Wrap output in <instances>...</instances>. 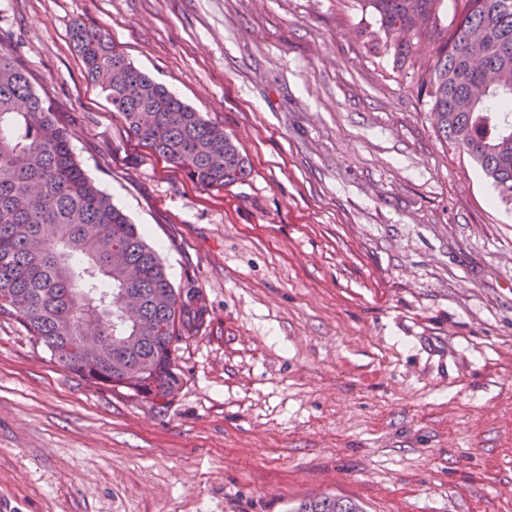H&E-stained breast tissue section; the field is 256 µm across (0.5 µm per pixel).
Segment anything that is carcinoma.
Listing matches in <instances>:
<instances>
[{"label": "carcinoma", "mask_w": 512, "mask_h": 512, "mask_svg": "<svg viewBox=\"0 0 512 512\" xmlns=\"http://www.w3.org/2000/svg\"><path fill=\"white\" fill-rule=\"evenodd\" d=\"M377 53L411 75L443 141L466 152L512 206V0H358ZM71 39L131 136L205 188L244 181L250 164L224 129L134 67L101 29ZM435 46L423 60L415 45ZM123 71L128 87L112 86ZM198 291L177 290L138 225L81 167L50 100L18 59L0 50V316L87 382L125 388L166 409L183 377L173 352L203 325ZM106 338L88 357L80 339ZM294 512H361L323 496Z\"/></svg>", "instance_id": "1"}]
</instances>
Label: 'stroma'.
I'll use <instances>...</instances> for the list:
<instances>
[{
  "mask_svg": "<svg viewBox=\"0 0 512 512\" xmlns=\"http://www.w3.org/2000/svg\"><path fill=\"white\" fill-rule=\"evenodd\" d=\"M224 129L203 188L129 137L70 32ZM356 0H0V50L207 308L158 410L0 317V512H512V210ZM294 512H362L353 502L336 496H323L299 504Z\"/></svg>",
  "mask_w": 512,
  "mask_h": 512,
  "instance_id": "stroma-1",
  "label": "stroma"
}]
</instances>
